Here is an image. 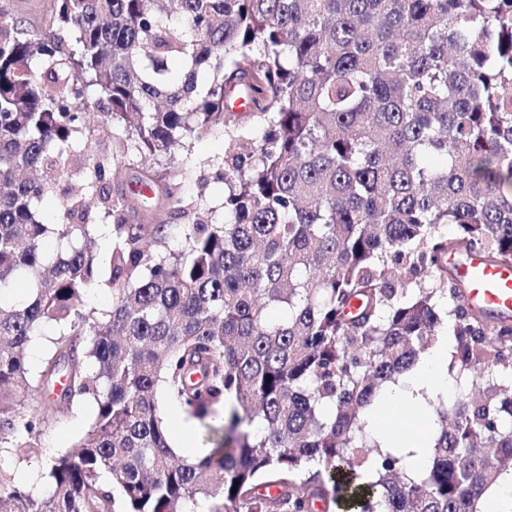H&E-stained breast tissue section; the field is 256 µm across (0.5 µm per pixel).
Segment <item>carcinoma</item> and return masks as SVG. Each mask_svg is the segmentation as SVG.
<instances>
[{
    "mask_svg": "<svg viewBox=\"0 0 512 512\" xmlns=\"http://www.w3.org/2000/svg\"><path fill=\"white\" fill-rule=\"evenodd\" d=\"M44 23L0 3V441L38 447L25 350L44 324L50 407L97 412L49 491L0 486V512H493L512 320L469 306L448 259L512 263V0H50ZM233 86L265 131L227 132L214 224L185 169L152 164L228 126ZM97 111L187 223L112 196ZM20 280L27 302L6 303ZM99 288L111 310L86 311ZM441 338L464 386L433 400L417 468L372 417ZM161 387L201 422L224 407L193 461Z\"/></svg>",
    "mask_w": 512,
    "mask_h": 512,
    "instance_id": "cac0c4a2",
    "label": "carcinoma"
}]
</instances>
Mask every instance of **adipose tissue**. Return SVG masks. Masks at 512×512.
I'll return each mask as SVG.
<instances>
[{"instance_id": "1", "label": "adipose tissue", "mask_w": 512, "mask_h": 512, "mask_svg": "<svg viewBox=\"0 0 512 512\" xmlns=\"http://www.w3.org/2000/svg\"><path fill=\"white\" fill-rule=\"evenodd\" d=\"M455 388L456 383L448 373V348L438 345L425 354L418 368L401 378L390 392L388 399L393 405L408 407L410 423L403 430L385 426L384 434L392 444L409 453L411 463L423 464L430 453L427 429L422 425L430 416L425 394Z\"/></svg>"}]
</instances>
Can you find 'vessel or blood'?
Returning <instances> with one entry per match:
<instances>
[{"label": "vessel or blood", "instance_id": "vessel-or-blood-1", "mask_svg": "<svg viewBox=\"0 0 512 512\" xmlns=\"http://www.w3.org/2000/svg\"><path fill=\"white\" fill-rule=\"evenodd\" d=\"M457 273L471 306L512 319V265L473 256L458 264Z\"/></svg>", "mask_w": 512, "mask_h": 512}]
</instances>
